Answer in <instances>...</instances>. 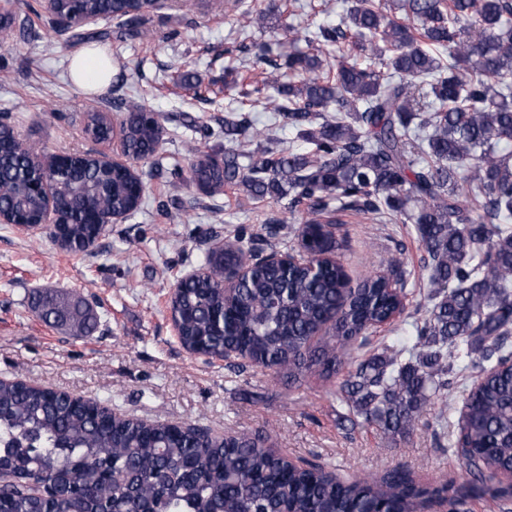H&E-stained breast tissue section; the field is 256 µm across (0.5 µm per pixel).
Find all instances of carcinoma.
Here are the masks:
<instances>
[{"label":"carcinoma","instance_id":"carcinoma-1","mask_svg":"<svg viewBox=\"0 0 512 512\" xmlns=\"http://www.w3.org/2000/svg\"><path fill=\"white\" fill-rule=\"evenodd\" d=\"M127 0H55L45 21L72 24L90 42L86 17L117 20L140 33ZM314 51L279 64L256 56L258 79L242 97L277 86L275 108L312 146L309 152L260 154L233 147L262 135L244 120L224 119L221 165L191 149L190 172L206 188L231 187L252 200L270 198L305 224H336V213L373 219L392 212L415 225L430 259V307L400 348L385 345L357 362L369 334L405 312L386 275L347 288L338 260L287 268L225 244L224 259L249 263L232 299L224 267L207 256L211 275L179 281L171 296L178 340L204 356L288 374L325 377L346 370L339 400L363 422L407 437L424 410L452 384L450 376L480 354L484 365L459 412L449 450L473 480L512 476V0H352L342 21L304 36ZM336 53V64L321 55ZM134 104L123 142L146 162L163 127ZM38 147L0 127V206L22 223L45 208L30 185L60 186L54 207L64 224L61 248L75 251L89 232L90 209H137L135 181L77 156L64 166L34 163ZM44 320L77 335L96 318L71 293L46 298ZM326 331L319 347L311 345ZM236 432L224 440L199 427L147 423L18 380H0V512H426L441 500L459 512L469 488L427 487L399 469L382 479L342 478L319 465L298 466Z\"/></svg>","mask_w":512,"mask_h":512}]
</instances>
